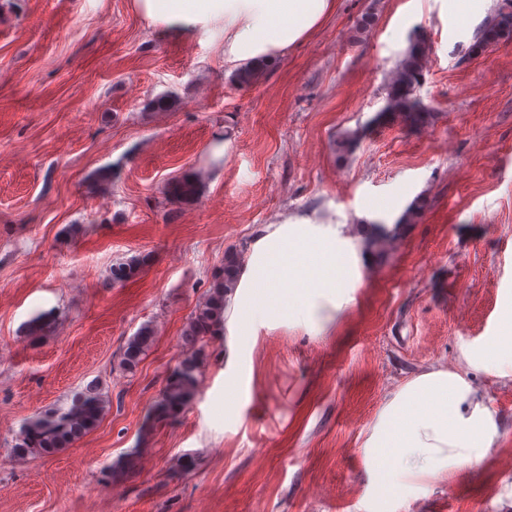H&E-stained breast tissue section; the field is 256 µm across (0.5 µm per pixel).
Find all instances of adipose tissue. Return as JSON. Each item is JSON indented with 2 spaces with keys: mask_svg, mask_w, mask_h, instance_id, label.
<instances>
[{
  "mask_svg": "<svg viewBox=\"0 0 512 512\" xmlns=\"http://www.w3.org/2000/svg\"><path fill=\"white\" fill-rule=\"evenodd\" d=\"M151 25L186 33L224 24L228 61L271 57L301 40L330 10L332 0H133ZM348 272L347 251L321 225L270 224L250 246L228 322L244 336L257 317L285 320L318 314L335 304ZM497 434L494 420L460 375L425 373L385 405L364 451L371 482L407 495L403 475L434 481L478 463Z\"/></svg>",
  "mask_w": 512,
  "mask_h": 512,
  "instance_id": "adipose-tissue-1",
  "label": "adipose tissue"
}]
</instances>
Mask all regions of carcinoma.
<instances>
[{"label":"carcinoma","instance_id":"obj_1","mask_svg":"<svg viewBox=\"0 0 512 512\" xmlns=\"http://www.w3.org/2000/svg\"><path fill=\"white\" fill-rule=\"evenodd\" d=\"M512 37V10L503 8L488 18L479 28L470 52L478 53ZM428 56V46L422 38L410 42L402 54L387 86L385 106L381 116L401 117L411 125H430L435 118L432 108L425 105L418 95L423 71ZM264 73L263 61L239 68L233 81L240 87L256 83ZM200 184L196 177L186 176L174 184L171 195L179 203L188 204L197 199ZM423 207L416 198L405 209L394 224L399 230L405 224H412ZM391 230V231H393ZM391 231L382 224H371L369 244L381 248L391 239ZM239 254L224 255V266L214 275L206 299L198 306L182 331L184 350L176 365L168 373L159 398L151 407L153 417L161 422L177 420L198 393L201 359L209 339L224 331V310L228 295L236 287L240 273ZM142 259L134 256L112 268L109 286L122 284L137 275ZM52 321L42 314L29 325L30 335L37 339L52 331ZM155 331L148 324L141 326L123 347L119 366L132 372L136 369L154 341ZM104 411V401L98 386L90 382L79 391L71 406L63 411L55 410L30 419L19 434L14 445V454L22 459L33 453L51 455L67 448L94 430Z\"/></svg>","mask_w":512,"mask_h":512}]
</instances>
